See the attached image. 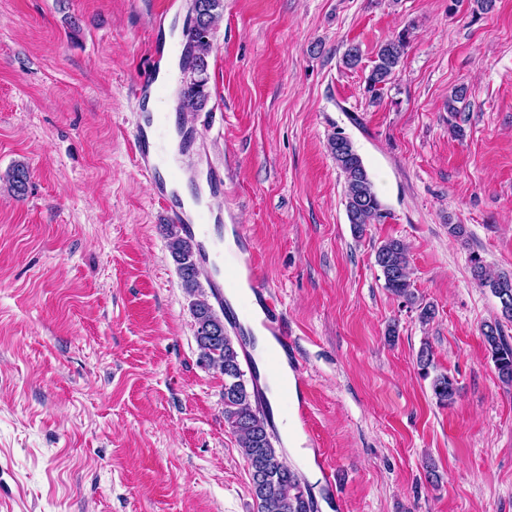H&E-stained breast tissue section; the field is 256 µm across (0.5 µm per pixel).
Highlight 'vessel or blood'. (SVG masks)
Returning a JSON list of instances; mask_svg holds the SVG:
<instances>
[{"mask_svg":"<svg viewBox=\"0 0 512 512\" xmlns=\"http://www.w3.org/2000/svg\"><path fill=\"white\" fill-rule=\"evenodd\" d=\"M166 126L162 119L147 118L145 123L135 124L132 139L135 149L136 167L139 173L149 181H164L163 189L157 190L156 196L165 209L171 223L181 225L184 233L191 236L198 245V259L211 270V296L216 304L224 302V249L222 239L211 238L212 224L218 216L209 206L199 204L193 210H186L168 193V186L179 183L182 170L179 166L160 169L151 155V141L163 135ZM239 276L233 280L236 288L247 289L255 302L263 303L262 325L275 341V347L270 351L268 364L271 368L281 369L280 387L284 396L295 397V417L302 429H309V398L303 395L305 380L302 374V363L299 359L288 356V349L293 340L287 323L274 321L273 315L276 304L267 285V273L255 249H248L237 262Z\"/></svg>","mask_w":512,"mask_h":512,"instance_id":"b4317fda","label":"vessel or blood"}]
</instances>
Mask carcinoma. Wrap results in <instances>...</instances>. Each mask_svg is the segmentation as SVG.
Wrapping results in <instances>:
<instances>
[{
	"instance_id": "carcinoma-1",
	"label": "carcinoma",
	"mask_w": 512,
	"mask_h": 512,
	"mask_svg": "<svg viewBox=\"0 0 512 512\" xmlns=\"http://www.w3.org/2000/svg\"><path fill=\"white\" fill-rule=\"evenodd\" d=\"M224 0H196L195 11L200 28L186 29L190 56L191 78L178 93V106L183 112H198L208 100V57L212 50V35L223 16ZM409 32L380 44L374 65L367 77L368 87L387 83L400 65L408 42ZM331 155L345 178V208L354 233L363 235L371 224L385 217V209L362 158L351 140L341 134L329 140ZM8 189L23 197L28 188V171L22 164L13 166L6 174ZM163 231L170 254L185 292L192 297L191 312L195 322V340L200 361L224 374V424L237 437L245 459L251 484V493L257 512H312L313 502L301 478L282 453L274 448L270 425L257 407L258 391L249 387L239 360L240 341L236 336L217 333L222 317L210 305L200 283L202 272L195 260V246L174 224H166ZM375 262L382 271L385 287L390 292L413 304L415 293L409 273L407 248L398 239H388L377 248ZM472 275L480 286L490 289L498 299L503 318L512 321V275L491 276L481 260L471 259ZM481 334L486 349L499 377L512 382V338L506 336L499 319L483 324ZM431 388L442 405L454 402L459 388L456 380L446 373L433 377Z\"/></svg>"
}]
</instances>
